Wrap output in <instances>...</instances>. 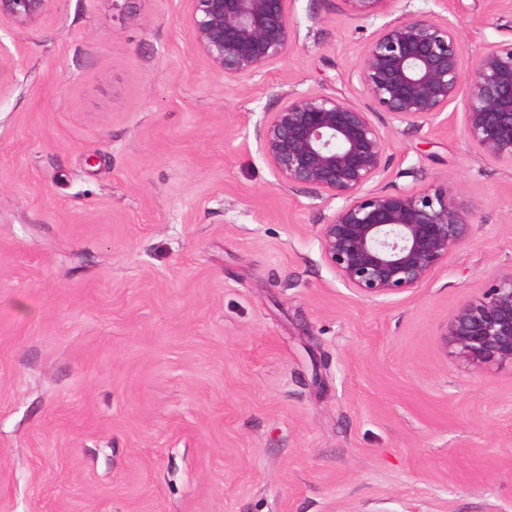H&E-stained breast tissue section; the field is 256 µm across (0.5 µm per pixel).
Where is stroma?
<instances>
[{
    "label": "stroma",
    "instance_id": "obj_1",
    "mask_svg": "<svg viewBox=\"0 0 512 512\" xmlns=\"http://www.w3.org/2000/svg\"><path fill=\"white\" fill-rule=\"evenodd\" d=\"M433 11L465 62L512 0H292V46L224 80L185 0H59L0 25V512H512V367L439 334L512 269V165L466 103L389 140L383 189L446 182L474 222L420 288L355 296L317 241L337 201L281 186L256 125L351 78L385 24Z\"/></svg>",
    "mask_w": 512,
    "mask_h": 512
}]
</instances>
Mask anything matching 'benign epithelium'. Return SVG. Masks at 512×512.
<instances>
[{
	"label": "benign epithelium",
	"mask_w": 512,
	"mask_h": 512,
	"mask_svg": "<svg viewBox=\"0 0 512 512\" xmlns=\"http://www.w3.org/2000/svg\"><path fill=\"white\" fill-rule=\"evenodd\" d=\"M57 0H0V23L26 28ZM194 48L229 81L260 74L292 44L291 0H187ZM376 16L391 0H346ZM352 76L392 123L421 125L466 101L464 127L486 159L512 164V44L492 47L465 67L452 25L416 12L365 44ZM261 150L278 181L342 204L317 238L329 268L356 296L384 302L421 287L466 237L472 210L459 189H375L388 169L387 135L372 113L317 91L288 95L259 126ZM441 335L474 369L512 366V270L453 311Z\"/></svg>",
	"instance_id": "1"
}]
</instances>
